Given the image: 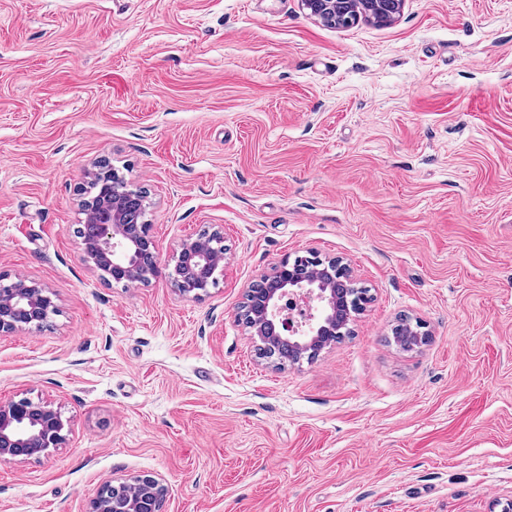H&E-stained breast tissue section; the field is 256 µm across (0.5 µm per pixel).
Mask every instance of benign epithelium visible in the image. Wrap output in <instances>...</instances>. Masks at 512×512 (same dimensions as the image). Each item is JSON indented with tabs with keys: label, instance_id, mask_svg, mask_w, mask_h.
I'll return each mask as SVG.
<instances>
[{
	"label": "benign epithelium",
	"instance_id": "7a95c632",
	"mask_svg": "<svg viewBox=\"0 0 512 512\" xmlns=\"http://www.w3.org/2000/svg\"><path fill=\"white\" fill-rule=\"evenodd\" d=\"M310 14L332 25L338 19H372L359 10L355 0H302ZM377 14L387 23L400 14L404 0H372ZM84 222L93 225L89 234L77 233L87 261L108 279L128 287L145 283L159 272V249L149 234L148 206L143 191L128 185L118 169L112 179L100 181L91 200L81 199ZM224 233L205 232L181 243L172 257L169 273L172 287L182 296L199 298L218 282L224 269ZM346 267L335 258L322 259L311 251L307 256L282 260L266 282L274 287L264 293L256 310L238 312L252 335L271 347L281 341L295 346L296 358L312 354L346 335L343 317L353 305L363 306L367 295L349 297L336 283V270ZM299 295L315 301L304 317V328L292 325L282 315L281 301ZM57 312L50 290L25 275H16L0 287V335L39 327ZM61 414L48 400L28 398L0 402V462L38 457L50 448L61 447L66 440ZM167 492L164 479L146 475L133 481H104L86 512H160Z\"/></svg>",
	"mask_w": 512,
	"mask_h": 512
}]
</instances>
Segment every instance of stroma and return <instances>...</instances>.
<instances>
[{"instance_id": "obj_1", "label": "stroma", "mask_w": 512, "mask_h": 512, "mask_svg": "<svg viewBox=\"0 0 512 512\" xmlns=\"http://www.w3.org/2000/svg\"><path fill=\"white\" fill-rule=\"evenodd\" d=\"M149 196L161 271L85 260L100 158ZM224 232L193 299L173 253ZM347 263L350 334L284 367L236 314L286 257ZM54 295L0 336V401L54 403L62 447L0 462V512H85L101 483L164 512L512 506V0H405L333 28L301 0H0V276ZM420 321L424 344L392 329ZM167 486L159 476L133 481L109 479L99 487L85 512H159Z\"/></svg>"}]
</instances>
